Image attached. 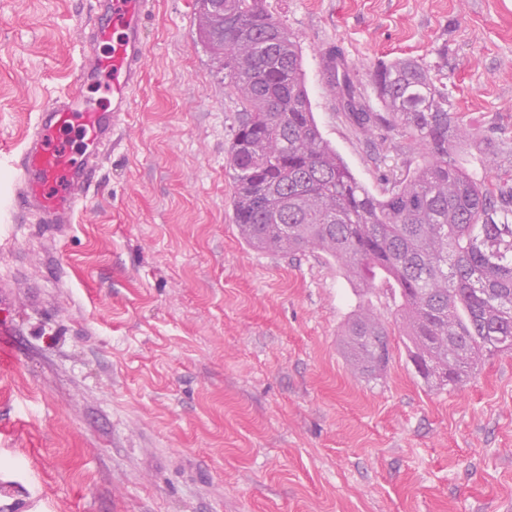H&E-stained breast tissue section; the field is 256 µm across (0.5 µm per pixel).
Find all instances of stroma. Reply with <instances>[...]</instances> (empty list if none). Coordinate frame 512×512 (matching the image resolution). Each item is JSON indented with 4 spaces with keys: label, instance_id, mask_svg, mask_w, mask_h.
<instances>
[{
    "label": "stroma",
    "instance_id": "stroma-1",
    "mask_svg": "<svg viewBox=\"0 0 512 512\" xmlns=\"http://www.w3.org/2000/svg\"><path fill=\"white\" fill-rule=\"evenodd\" d=\"M143 80L70 224L0 221V476L50 512H512V351L425 382L395 305L322 251L249 247L226 155L239 99L200 43L196 0H154ZM302 48L324 138L381 192L422 160L361 134L327 82L413 58L466 140L448 158L512 184V0H267ZM93 0H0V155L74 85ZM393 329L362 374L344 328Z\"/></svg>",
    "mask_w": 512,
    "mask_h": 512
}]
</instances>
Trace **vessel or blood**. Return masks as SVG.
Here are the masks:
<instances>
[{
    "mask_svg": "<svg viewBox=\"0 0 512 512\" xmlns=\"http://www.w3.org/2000/svg\"><path fill=\"white\" fill-rule=\"evenodd\" d=\"M96 6V21L80 23L76 88L39 111L21 153L9 162L15 171L7 206L10 223L31 214L43 224L72 223L131 110L148 52L144 27L152 0H97ZM106 41L112 44L107 56L100 52ZM106 71L112 75V102L95 109L81 88L98 82Z\"/></svg>",
    "mask_w": 512,
    "mask_h": 512,
    "instance_id": "b4317fda",
    "label": "vessel or blood"
}]
</instances>
